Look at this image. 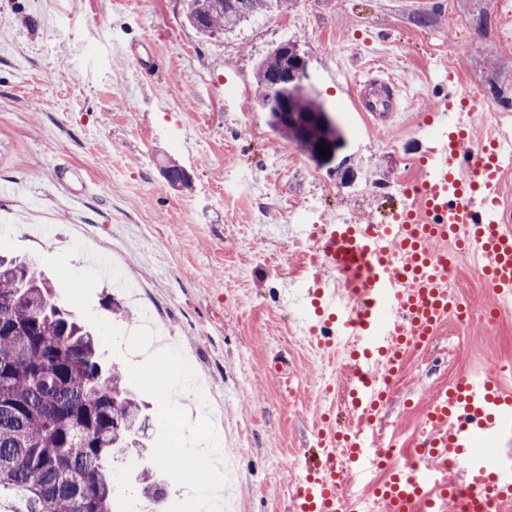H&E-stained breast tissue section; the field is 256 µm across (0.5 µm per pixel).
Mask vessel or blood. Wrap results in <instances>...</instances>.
I'll list each match as a JSON object with an SVG mask.
<instances>
[{"label":"vessel or blood","instance_id":"1","mask_svg":"<svg viewBox=\"0 0 512 512\" xmlns=\"http://www.w3.org/2000/svg\"><path fill=\"white\" fill-rule=\"evenodd\" d=\"M436 109L452 114L447 136L430 150L410 202L369 224H335L317 243L325 275L319 297L346 337V396L354 416L344 435L318 432L319 456L306 460L288 512H352V486L364 480L382 446L374 424L379 384L405 355L448 319V267L440 246L461 239L480 255L495 299L512 303V219L500 207L502 176L512 169V134L474 140L478 98L456 96ZM417 474L393 471L377 488L386 512H507L512 507V392L495 374L440 390L424 415ZM498 441L493 457L472 452L477 437Z\"/></svg>","mask_w":512,"mask_h":512}]
</instances>
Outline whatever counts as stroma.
Returning a JSON list of instances; mask_svg holds the SVG:
<instances>
[{
  "mask_svg": "<svg viewBox=\"0 0 512 512\" xmlns=\"http://www.w3.org/2000/svg\"><path fill=\"white\" fill-rule=\"evenodd\" d=\"M186 0H0V253L39 260L82 241L136 283L134 303L187 352L224 419L228 512H286L316 425L343 427L340 357L300 324L313 308L310 256L337 215L364 224L401 198L448 130L446 90L477 92L475 137L512 116V40L499 0H292L231 32L204 36ZM297 42L309 90L336 118L355 182L317 168L278 136L255 69ZM407 86L395 125L362 112L357 82ZM186 188L164 175L169 162ZM472 254L449 286L493 294ZM512 308L489 326L444 324L412 354L381 419L399 448L423 439L432 395L498 366L512 388Z\"/></svg>",
  "mask_w": 512,
  "mask_h": 512,
  "instance_id": "35a3bbf8",
  "label": "stroma"
}]
</instances>
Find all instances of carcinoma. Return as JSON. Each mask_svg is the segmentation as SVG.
<instances>
[{"label":"carcinoma","instance_id":"carcinoma-1","mask_svg":"<svg viewBox=\"0 0 512 512\" xmlns=\"http://www.w3.org/2000/svg\"><path fill=\"white\" fill-rule=\"evenodd\" d=\"M288 8L287 0H189L187 20L198 32L231 31L248 17ZM284 56L270 53L256 68L260 104L281 107L285 89L273 86ZM297 112L329 114L309 94L295 96ZM317 167L336 170L318 146L344 139L338 124L315 122L306 132L271 125ZM31 259L0 256V512H112L111 465L141 460L144 499L163 488L146 437L148 405L108 366L91 331L64 308ZM18 498L23 507L9 506Z\"/></svg>","mask_w":512,"mask_h":512}]
</instances>
